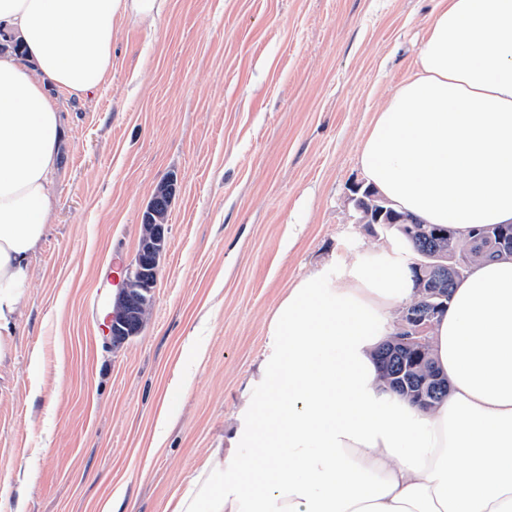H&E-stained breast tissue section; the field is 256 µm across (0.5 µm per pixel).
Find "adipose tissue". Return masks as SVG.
I'll return each mask as SVG.
<instances>
[{
  "label": "adipose tissue",
  "mask_w": 512,
  "mask_h": 512,
  "mask_svg": "<svg viewBox=\"0 0 512 512\" xmlns=\"http://www.w3.org/2000/svg\"><path fill=\"white\" fill-rule=\"evenodd\" d=\"M168 0H0V368L46 233L61 117L112 74L125 22ZM396 209L465 231L512 223V0H434L413 74L359 155ZM414 294L396 250L302 277L267 326L258 390L231 450L209 449L171 512H512V259L474 264L430 333L448 397L422 411L382 388L388 314Z\"/></svg>",
  "instance_id": "1"
}]
</instances>
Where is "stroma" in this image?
<instances>
[{"mask_svg": "<svg viewBox=\"0 0 512 512\" xmlns=\"http://www.w3.org/2000/svg\"><path fill=\"white\" fill-rule=\"evenodd\" d=\"M432 8L169 0L155 27L119 28L108 84L82 98L54 92L64 123L54 205L13 358L0 368L1 501L101 512L118 495L126 512H165L208 449L230 440L287 289L336 257L392 243L385 226L358 221L359 154L376 111L413 70ZM171 175L151 315L116 346L119 276L152 191ZM189 341L204 360L188 391L169 393ZM166 393L178 417L161 429L155 403Z\"/></svg>", "mask_w": 512, "mask_h": 512, "instance_id": "1", "label": "stroma"}]
</instances>
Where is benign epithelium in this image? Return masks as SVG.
<instances>
[{
    "mask_svg": "<svg viewBox=\"0 0 512 512\" xmlns=\"http://www.w3.org/2000/svg\"><path fill=\"white\" fill-rule=\"evenodd\" d=\"M174 195L175 183L171 178L156 186L144 208L142 223L146 232L139 242L134 265L127 273L112 307L111 335L114 344H121L137 335L144 325L146 311L153 302L161 258L167 244L164 225L156 223V219L160 211L170 209ZM354 206L361 214V224H411L418 236L431 243V252L421 254L412 264L417 273L416 296L412 302L401 307L397 331L380 353L384 364L395 365L390 376L392 390L424 409L433 390L438 387L439 378L434 374L426 377L416 374L415 363L409 360L408 353L412 350L423 352L429 343L431 326L442 311L443 304L439 300L448 297V280L463 276L466 266L461 263L456 266L436 263L437 256L448 249L451 233L430 230L412 218L397 213L388 206L387 201L370 190L355 198ZM482 236L496 241L498 251L512 253V234L506 230L488 228L482 232Z\"/></svg>",
    "mask_w": 512,
    "mask_h": 512,
    "instance_id": "1",
    "label": "benign epithelium"
}]
</instances>
